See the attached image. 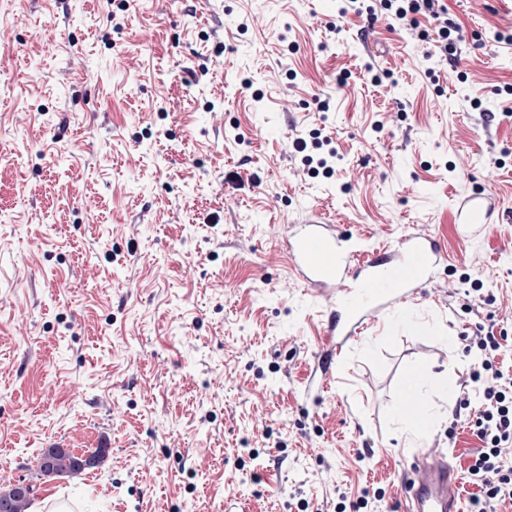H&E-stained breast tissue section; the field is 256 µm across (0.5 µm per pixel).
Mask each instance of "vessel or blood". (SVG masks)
<instances>
[{
  "mask_svg": "<svg viewBox=\"0 0 512 512\" xmlns=\"http://www.w3.org/2000/svg\"><path fill=\"white\" fill-rule=\"evenodd\" d=\"M490 193L463 198L457 209L472 230L490 223ZM289 263L309 288L329 285L344 295L341 304L349 321L323 330L324 367L376 320L387 307L407 301L430 280L442 255L430 237L403 235L388 248L360 252L344 245L327 215L315 210L307 223L292 226L285 241ZM402 493L407 512H460L459 480L446 457L428 454L403 471Z\"/></svg>",
  "mask_w": 512,
  "mask_h": 512,
  "instance_id": "b4317fda",
  "label": "vessel or blood"
}]
</instances>
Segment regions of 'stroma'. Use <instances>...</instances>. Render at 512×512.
I'll list each match as a JSON object with an SVG mask.
<instances>
[{
	"mask_svg": "<svg viewBox=\"0 0 512 512\" xmlns=\"http://www.w3.org/2000/svg\"><path fill=\"white\" fill-rule=\"evenodd\" d=\"M447 5L459 69L338 0H0V484L27 512H403L413 456L464 473L461 336L493 325L512 374V0ZM317 129L330 175L293 148ZM482 191L467 242L452 203ZM319 207L443 250L327 380L335 296L284 251ZM55 443L103 460L41 478ZM491 193L471 194L459 202L458 216L463 215L465 224H470L473 231H480L491 223L494 208L488 202L492 201Z\"/></svg>",
	"mask_w": 512,
	"mask_h": 512,
	"instance_id": "obj_1",
	"label": "stroma"
}]
</instances>
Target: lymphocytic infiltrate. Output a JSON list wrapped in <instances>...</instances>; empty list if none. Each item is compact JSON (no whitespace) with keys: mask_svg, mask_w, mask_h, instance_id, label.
I'll use <instances>...</instances> for the list:
<instances>
[{"mask_svg":"<svg viewBox=\"0 0 512 512\" xmlns=\"http://www.w3.org/2000/svg\"><path fill=\"white\" fill-rule=\"evenodd\" d=\"M382 8L395 23L415 27L421 18L437 19L448 12L444 0H383ZM499 350L500 342L490 329L467 339L464 346L465 353L475 356L477 366L458 384L457 410L470 409V394L483 373H490L492 379L471 426L481 443L466 470L467 483L479 489L470 500L471 512H501L502 505L512 503V376L497 368Z\"/></svg>","mask_w":512,"mask_h":512,"instance_id":"1","label":"lymphocytic infiltrate"}]
</instances>
